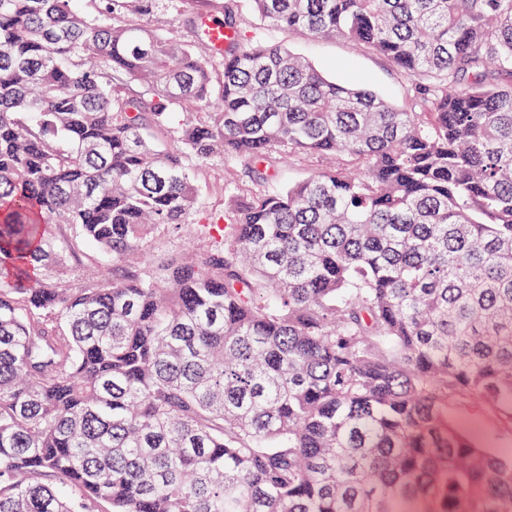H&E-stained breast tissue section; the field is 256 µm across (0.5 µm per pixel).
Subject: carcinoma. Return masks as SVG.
I'll return each mask as SVG.
<instances>
[{"instance_id": "cac0c4a2", "label": "carcinoma", "mask_w": 512, "mask_h": 512, "mask_svg": "<svg viewBox=\"0 0 512 512\" xmlns=\"http://www.w3.org/2000/svg\"><path fill=\"white\" fill-rule=\"evenodd\" d=\"M102 3L0 0V512H512L446 413L512 402V0H224L219 74ZM245 9L385 57L410 109ZM299 152L341 163L280 182ZM215 156L255 192L144 256ZM209 242L197 235L193 227H183L181 230L156 232L151 241L150 254L157 250L179 251L185 247H200Z\"/></svg>"}]
</instances>
